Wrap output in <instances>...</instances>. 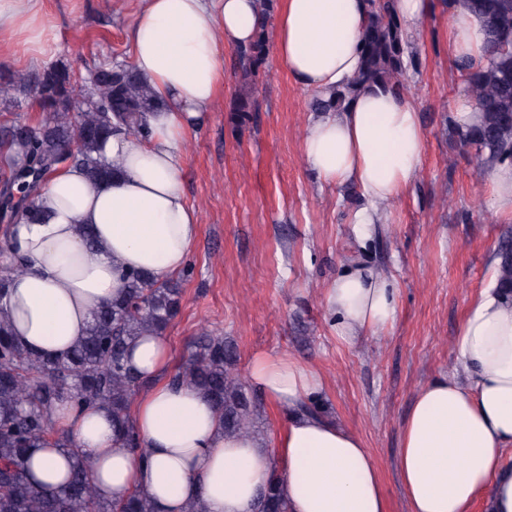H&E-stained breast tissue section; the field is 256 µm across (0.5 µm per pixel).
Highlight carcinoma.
<instances>
[{
  "label": "carcinoma",
  "mask_w": 512,
  "mask_h": 512,
  "mask_svg": "<svg viewBox=\"0 0 512 512\" xmlns=\"http://www.w3.org/2000/svg\"><path fill=\"white\" fill-rule=\"evenodd\" d=\"M370 21L363 37L359 74L342 88L315 99L322 112L342 110L361 90L381 84L396 92L409 90L404 64L406 35L392 0H368ZM485 22V56L480 64L468 59L456 66L465 92H486L469 97L481 122L457 127L461 146L476 159L477 169L512 159V55L498 50L502 32L497 20L512 15V0H460ZM270 0H261L255 36L239 50L242 71L237 111L252 106V78L267 48ZM36 91L45 121L38 127L14 126L0 134V149L9 169L0 193L8 199L13 187H25L20 216L37 217V187L47 173L67 155L93 182L112 174V161L102 152L114 134L139 139L145 136L146 116L159 109L147 83L135 69L114 73L106 68L81 87L82 105H72L75 84L63 66L44 69L36 77L11 74L0 93L27 95ZM498 285L512 292V238L505 237L498 253ZM182 280L158 282L134 273L125 279L120 298L98 310L86 336L70 353L45 358L27 351L11 334L7 315L0 309V512H152L142 494L113 504L95 497L88 479V463L79 457L72 436L55 430L53 408L70 403L78 408L107 404L118 439L129 448L142 449L131 420V405L142 383L128 363L129 348L145 334L162 335L179 314ZM169 380L195 387L209 397L220 412L224 432L257 434L258 408L236 373V352L222 336L198 337ZM52 444L67 448L76 462L67 481L54 491L37 489L28 478L27 453ZM255 512H288L270 477Z\"/></svg>",
  "instance_id": "cac0c4a2"
}]
</instances>
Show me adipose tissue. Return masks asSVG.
Wrapping results in <instances>:
<instances>
[{
  "label": "adipose tissue",
  "mask_w": 512,
  "mask_h": 512,
  "mask_svg": "<svg viewBox=\"0 0 512 512\" xmlns=\"http://www.w3.org/2000/svg\"><path fill=\"white\" fill-rule=\"evenodd\" d=\"M258 0H144L133 32V62L162 101L142 141L117 136L103 146L117 167L111 180L90 181L60 167L45 180L39 224L18 222L7 242L25 271L0 306L31 352L58 356L85 336L94 312L116 298L128 274L164 281L188 264L199 217L181 188L187 132L211 111L224 81L222 47L248 45ZM366 0H287L274 30L278 57L302 87L323 94L351 81L362 61ZM42 0H0V47L21 64L47 52ZM484 24L458 7L450 51L480 60ZM303 155L319 178L356 185L368 201L352 221L389 220V206L416 180L423 151L417 106L379 86L362 90L339 112L313 116ZM335 332L351 342L386 328L396 314L386 275L346 271L325 288ZM448 375L423 385L402 431L398 468L410 512H470L481 494L489 512H512V300L484 288L455 340ZM129 364L145 386L131 418L142 451L122 447L109 407L65 403L52 417L75 438L90 464L99 499L120 503L144 494L153 512H254L277 475L288 512H388L378 467L362 439L308 412L323 376L293 357L257 354L249 378L286 422L276 453L256 436L226 434L213 403L189 385L169 384L170 349L162 336L139 337ZM74 464L68 449H34L30 472L40 489L62 485Z\"/></svg>",
  "instance_id": "ef3b65f1"
}]
</instances>
